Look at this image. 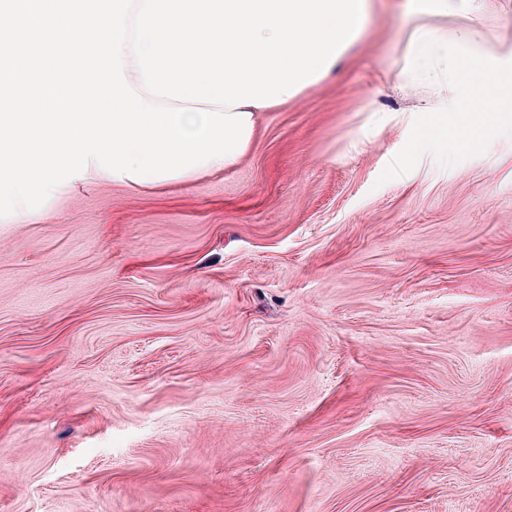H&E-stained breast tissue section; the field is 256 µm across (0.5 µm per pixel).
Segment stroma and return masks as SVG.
Wrapping results in <instances>:
<instances>
[{"mask_svg":"<svg viewBox=\"0 0 512 512\" xmlns=\"http://www.w3.org/2000/svg\"><path fill=\"white\" fill-rule=\"evenodd\" d=\"M416 20L228 170L0 216V512H512V123L424 138Z\"/></svg>","mask_w":512,"mask_h":512,"instance_id":"stroma-1","label":"stroma"}]
</instances>
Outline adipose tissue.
I'll return each instance as SVG.
<instances>
[{
  "label": "adipose tissue",
  "mask_w": 512,
  "mask_h": 512,
  "mask_svg": "<svg viewBox=\"0 0 512 512\" xmlns=\"http://www.w3.org/2000/svg\"><path fill=\"white\" fill-rule=\"evenodd\" d=\"M420 21L409 33L405 64L432 83L451 106L431 115L424 135L467 149L512 116V64L481 48L478 21L487 0H411ZM458 18L449 26V18Z\"/></svg>",
  "instance_id": "obj_1"
}]
</instances>
